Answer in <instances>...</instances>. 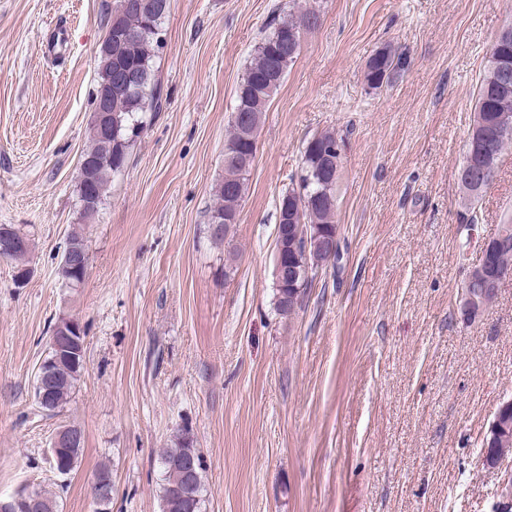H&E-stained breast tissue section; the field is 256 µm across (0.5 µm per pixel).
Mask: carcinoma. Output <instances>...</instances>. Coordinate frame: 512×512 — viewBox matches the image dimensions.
Instances as JSON below:
<instances>
[{
    "instance_id": "obj_1",
    "label": "carcinoma",
    "mask_w": 512,
    "mask_h": 512,
    "mask_svg": "<svg viewBox=\"0 0 512 512\" xmlns=\"http://www.w3.org/2000/svg\"><path fill=\"white\" fill-rule=\"evenodd\" d=\"M135 2L116 0L112 13L104 18V25H112V31L106 33L112 45L103 43L98 50L99 81L126 68L140 74L139 80L134 83L112 80V150L102 148L98 134L93 130L89 145L81 155V158L93 164L94 183L100 201L111 178L124 169L130 149L142 137L146 129L144 114L157 110L161 103V86L151 61L155 48L160 45L169 0H151L153 9L150 11L134 7ZM318 21L319 13L312 7L296 16L291 13L283 16L274 21L272 31L254 49L238 88V106L241 111L250 113L254 129H259L267 98L280 86L288 67L300 54L302 31L316 26ZM405 64V56L397 49L390 45L382 47L366 63L364 85L369 89H378L389 84L405 70ZM499 81V69L492 58L479 84L477 104L465 144L464 154L470 155V161L476 164L497 165L505 151L512 146V133H507V130H512V94L500 96ZM336 141V133L325 131L304 142L298 171L291 176V188L278 202L277 221L288 225V251L285 257L288 265L299 272L297 279H288L275 286V308L281 315L294 313L301 290L311 285L329 262L336 260V252L327 247L319 251L296 243L298 234L307 227L320 236L339 231L336 202L340 178L328 184L321 181L318 175L321 155L335 146ZM248 149L249 144L243 141L239 126L230 124L224 147V181L215 191L217 202L210 213H222L232 223L240 217L249 169L237 165L230 156ZM459 184L462 193L459 202L460 223H480L481 217L474 206L480 194L463 179L459 180ZM498 233L506 244L487 256L486 268L490 271L512 270L511 210L503 214ZM83 364L82 358L76 361L58 360L53 364L52 410L67 403ZM188 457L198 462L195 468V512H202L203 458L185 429L176 436L174 447L163 449L161 454L164 468L162 512H185L173 488L183 481V462Z\"/></svg>"
}]
</instances>
